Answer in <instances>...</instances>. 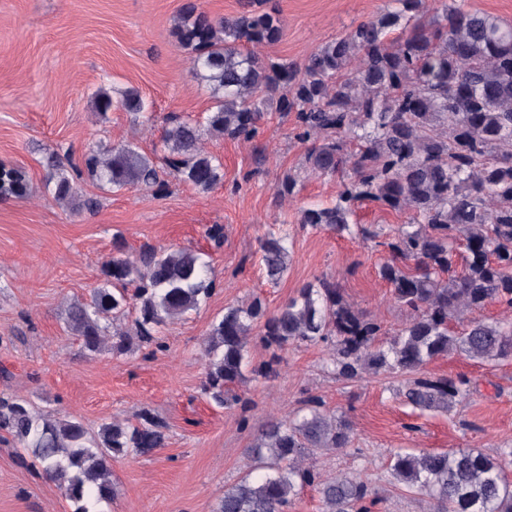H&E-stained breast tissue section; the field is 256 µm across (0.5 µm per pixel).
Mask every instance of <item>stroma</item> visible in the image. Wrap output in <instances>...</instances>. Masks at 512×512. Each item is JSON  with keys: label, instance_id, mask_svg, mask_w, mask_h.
<instances>
[{"label": "stroma", "instance_id": "stroma-1", "mask_svg": "<svg viewBox=\"0 0 512 512\" xmlns=\"http://www.w3.org/2000/svg\"><path fill=\"white\" fill-rule=\"evenodd\" d=\"M184 0H0V164L24 168L26 198H0V397L17 396L45 415L74 418L89 432L112 420L137 421L150 412L166 426L167 447L125 456L112 465L116 497L99 512H214L240 477L250 448L271 419L292 416L307 397L344 413L353 426L350 449L316 457L329 477L357 475L380 498L377 512H429L425 497L393 480L388 464L398 449L477 448L496 457L512 448V357L493 362L451 354L430 361L424 375L465 376L470 394L450 412L421 415L399 396L409 376L382 372L356 380L334 374L323 344L282 351L276 377L253 370L271 357L261 329L249 338L252 367L236 386L237 403L218 407L201 392L212 324L227 306L260 298L276 310L318 277L339 283L345 299L387 334L408 313L378 269L388 256L383 239L407 217L364 204L359 224L380 239L338 236L298 222L300 209L334 204L341 175L306 171L296 117L269 108L256 145L206 141L224 163V180L202 193L160 168L150 189L115 191L82 178L80 198L93 209L56 202L43 159L69 151L72 163L96 148L135 143L156 160L170 113L205 115L208 86L193 74L173 35ZM281 37L263 46L273 59L302 63L360 22L392 9L391 0H275ZM120 98L137 91L151 119L133 124L127 112L100 114L95 94ZM295 173L293 197L279 200V178ZM224 228L214 245L207 227ZM287 229V274L270 283L258 243L271 225ZM191 248L208 253L217 287L200 306L160 329L162 348L132 342L94 353L67 326L71 303L89 299L100 268L116 247ZM74 504L12 440L0 439V512H74Z\"/></svg>", "mask_w": 512, "mask_h": 512}]
</instances>
